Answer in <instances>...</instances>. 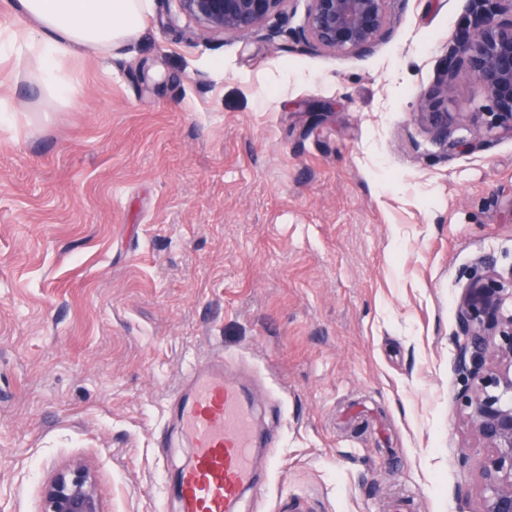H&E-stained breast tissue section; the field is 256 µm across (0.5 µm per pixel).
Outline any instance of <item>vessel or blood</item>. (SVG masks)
Instances as JSON below:
<instances>
[{"label":"vessel or blood","mask_w":512,"mask_h":512,"mask_svg":"<svg viewBox=\"0 0 512 512\" xmlns=\"http://www.w3.org/2000/svg\"><path fill=\"white\" fill-rule=\"evenodd\" d=\"M194 450L179 474V512H238L258 481L257 447L275 448L260 436L248 386L225 374L223 365L194 366L168 405Z\"/></svg>","instance_id":"obj_1"}]
</instances>
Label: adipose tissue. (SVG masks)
<instances>
[{
	"label": "adipose tissue",
	"instance_id": "1",
	"mask_svg": "<svg viewBox=\"0 0 512 512\" xmlns=\"http://www.w3.org/2000/svg\"><path fill=\"white\" fill-rule=\"evenodd\" d=\"M148 0H0V63L32 68L47 102L72 103L73 64L109 58L140 32Z\"/></svg>",
	"mask_w": 512,
	"mask_h": 512
}]
</instances>
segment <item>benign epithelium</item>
<instances>
[{
    "label": "benign epithelium",
    "mask_w": 512,
    "mask_h": 512,
    "mask_svg": "<svg viewBox=\"0 0 512 512\" xmlns=\"http://www.w3.org/2000/svg\"><path fill=\"white\" fill-rule=\"evenodd\" d=\"M195 28L214 36L282 32L286 0H174ZM303 25L292 38L334 54L371 51L389 31L388 0H307ZM453 37L446 78L422 99L438 139L448 141L445 104L452 80L464 70L494 108L487 131L512 133V0H487ZM464 341L458 368L461 405L486 456L481 470L483 512H512V271L494 268L470 278L458 303ZM41 512H103L94 480L83 464L57 471L42 491Z\"/></svg>",
    "instance_id": "benign-epithelium-1"
}]
</instances>
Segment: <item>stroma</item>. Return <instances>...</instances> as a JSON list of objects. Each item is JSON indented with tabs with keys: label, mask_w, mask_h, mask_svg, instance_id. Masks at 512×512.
Segmentation results:
<instances>
[{
	"label": "stroma",
	"mask_w": 512,
	"mask_h": 512,
	"mask_svg": "<svg viewBox=\"0 0 512 512\" xmlns=\"http://www.w3.org/2000/svg\"><path fill=\"white\" fill-rule=\"evenodd\" d=\"M470 0H389L367 55L195 32L150 0L72 106L0 64V512L84 464L104 512H177L190 367L259 377L273 468L240 512H482L457 303L512 268V136L467 73L419 103Z\"/></svg>",
	"instance_id": "obj_1"
}]
</instances>
